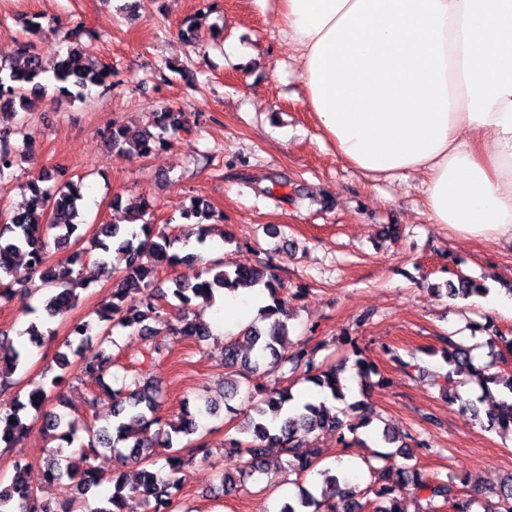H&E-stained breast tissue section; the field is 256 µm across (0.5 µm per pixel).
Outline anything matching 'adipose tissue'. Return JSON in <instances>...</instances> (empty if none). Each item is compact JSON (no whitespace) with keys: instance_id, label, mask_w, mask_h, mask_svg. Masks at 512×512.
Here are the masks:
<instances>
[{"instance_id":"1","label":"adipose tissue","mask_w":512,"mask_h":512,"mask_svg":"<svg viewBox=\"0 0 512 512\" xmlns=\"http://www.w3.org/2000/svg\"><path fill=\"white\" fill-rule=\"evenodd\" d=\"M305 103L367 176L422 178L431 223L512 242V0H278Z\"/></svg>"}]
</instances>
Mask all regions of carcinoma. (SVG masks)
Returning <instances> with one entry per match:
<instances>
[{
	"label": "carcinoma",
	"instance_id": "1",
	"mask_svg": "<svg viewBox=\"0 0 512 512\" xmlns=\"http://www.w3.org/2000/svg\"><path fill=\"white\" fill-rule=\"evenodd\" d=\"M68 37L67 55L50 69L31 43L19 49L17 60L11 66H0V94L7 99L6 109L13 111L18 105L23 107L27 94L41 92L42 76L48 72L60 83L63 95L73 103L84 102L85 91L91 86L112 88V69L87 54V41L95 38L94 32L78 23ZM182 125L183 115L179 112L156 115V126L163 132ZM107 138L112 147L138 157L150 154L156 145L163 143L162 136L149 129L125 126L110 131ZM17 159L15 147L10 143V132H0V177L17 164ZM48 180H58V173L31 179L27 184L28 205L13 213L9 223L0 226V300L16 293L9 277L20 257L30 258V270L48 289L43 318L24 330L29 344L37 348L53 340L49 320L73 308L81 292L91 285V280L83 273L84 249L74 251L64 263L50 262V247L62 250L84 240L82 182L70 178L51 192L41 186ZM112 209L124 211L127 224H101L91 238L99 267L112 268L115 283L111 297L94 311L95 318L73 322L66 350L57 351L45 371L46 386L33 390L25 400L18 394L3 398L14 385L13 376L24 366L25 350L0 332V448H14L30 434L32 423L28 422V409L42 412L41 433L50 443L43 476L48 481L67 478L74 496L62 511L39 501L28 480L30 464L19 456L13 462L10 483L0 485V512L18 509L21 512H72L75 502L86 499L103 481L91 463L101 449L117 451L122 459L135 461L140 465V479L134 484L121 475L109 479L112 492L93 512H131L129 502L138 495L153 500L152 512H174L185 464L199 454L204 458L209 456L206 443L195 437L196 416L212 415L215 409L208 403L193 411L185 406L176 421L161 414L162 392L155 371L161 356L158 349L147 354L142 367L131 378L115 377L110 330L116 325L130 328L139 336L154 333L204 341L211 336V330L198 310L213 306L215 298L226 290L263 288L270 304L261 309L258 320L244 326L238 335L224 340L225 368L245 380L262 369L285 368L320 388L321 392L330 394L332 399L345 400L341 382L343 366L316 361L318 347H311L305 341L297 351L288 352L289 303L281 296L282 282L269 267H233L214 261L204 268L206 278L199 282L191 284L173 277L168 292L155 293L152 285L159 267L174 268L193 258L190 253L181 255L174 251V245L193 236L202 243L209 235L210 225L206 221L211 219L212 213L208 203L195 199L182 212V218L187 221L194 218L196 222L181 237L172 235L165 226L142 221L148 211L144 200L124 205L118 197L112 201ZM474 293L476 289L460 275L457 281H448L451 298L469 297ZM169 306L177 308L176 315L169 316ZM94 340L96 347L86 350ZM446 344L449 369L444 383L439 385L440 390L448 393L449 401L476 413L478 403L491 394L490 385H503L507 395L486 411L487 423L490 428L512 433V375L505 378L475 366L471 349L450 337ZM72 355L81 357V374L92 378L96 384V388L87 392L86 402L93 408L107 404L111 411V419L101 425L87 426L83 437L77 435L75 426L65 421L61 412L67 404L63 387L68 381ZM455 373L475 381L482 395L475 400L463 397L453 381ZM292 400L289 387L271 388L262 393L259 400L252 390H246L245 418L238 429L242 437L226 440L231 453L238 457L239 467L234 472H217L224 492L235 491L249 479L260 481L272 465L298 478L306 475L319 463V451L310 447L307 439V435L315 431L333 429L339 441L349 446L343 422L324 402L307 401L301 409L293 410L289 407ZM374 457L381 465L371 467V482L365 491L351 490L337 495L338 476L329 475L326 469L320 471L327 484L321 498L302 488L296 503L285 502L276 512H404L395 493L402 484L409 482L424 493L428 512H436L440 502L451 505L453 512H473L474 505L480 503L472 495L461 494L453 481L431 477L415 466H398L392 452H377ZM496 496L498 501L483 504V512H512V477L504 481Z\"/></svg>",
	"mask_w": 512,
	"mask_h": 512
}]
</instances>
